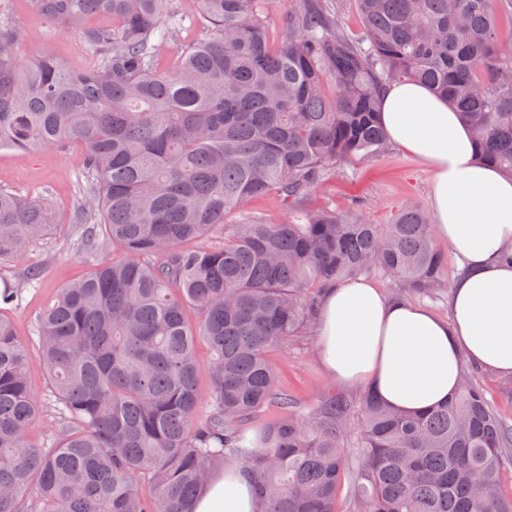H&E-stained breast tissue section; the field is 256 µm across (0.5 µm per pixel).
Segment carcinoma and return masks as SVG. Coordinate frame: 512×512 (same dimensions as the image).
Masks as SVG:
<instances>
[{"mask_svg":"<svg viewBox=\"0 0 512 512\" xmlns=\"http://www.w3.org/2000/svg\"><path fill=\"white\" fill-rule=\"evenodd\" d=\"M29 2L96 62L72 72L45 47L21 63L20 28L0 20V148L82 145L98 216L80 205L74 223L124 257L61 288L34 351L0 310V512H195L203 482L231 463L253 476L260 512H337L356 413L354 512H512L500 490L512 423L474 374L418 415L332 388L305 412L268 358L338 280L378 272L397 300L446 284L421 208L374 224L308 200L336 168L384 149L381 93L405 80L446 99L474 129L477 161L512 178V41L497 27L512 0H356L358 39L327 0H300L275 44L264 14L277 0H192L188 12L173 0ZM95 15L112 24L84 25ZM187 18L204 33L161 63ZM269 195L285 213L276 224L250 211ZM55 226L47 203L0 190V260ZM198 239L210 243L185 246ZM34 363L55 398L39 446Z\"/></svg>","mask_w":512,"mask_h":512,"instance_id":"obj_1","label":"carcinoma"}]
</instances>
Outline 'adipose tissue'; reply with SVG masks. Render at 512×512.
Returning a JSON list of instances; mask_svg holds the SVG:
<instances>
[{"instance_id": "1", "label": "adipose tissue", "mask_w": 512, "mask_h": 512, "mask_svg": "<svg viewBox=\"0 0 512 512\" xmlns=\"http://www.w3.org/2000/svg\"><path fill=\"white\" fill-rule=\"evenodd\" d=\"M380 121L389 140L433 171L434 229L458 256L450 320L396 301L365 280H341L323 294L319 355L331 379L365 387L391 407L419 413L445 403L464 364L512 377V180L475 160L470 128L427 86L386 87ZM196 512H257L252 480L241 467L215 473Z\"/></svg>"}]
</instances>
